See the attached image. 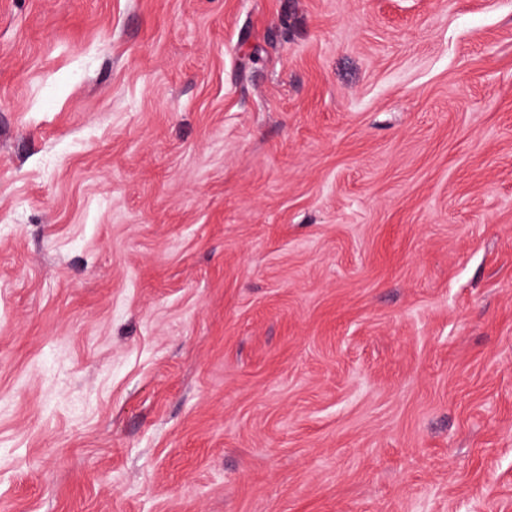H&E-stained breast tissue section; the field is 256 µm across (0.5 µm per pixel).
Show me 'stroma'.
<instances>
[{
	"mask_svg": "<svg viewBox=\"0 0 512 512\" xmlns=\"http://www.w3.org/2000/svg\"><path fill=\"white\" fill-rule=\"evenodd\" d=\"M0 512H512V0H0Z\"/></svg>",
	"mask_w": 512,
	"mask_h": 512,
	"instance_id": "35a3bbf8",
	"label": "stroma"
}]
</instances>
